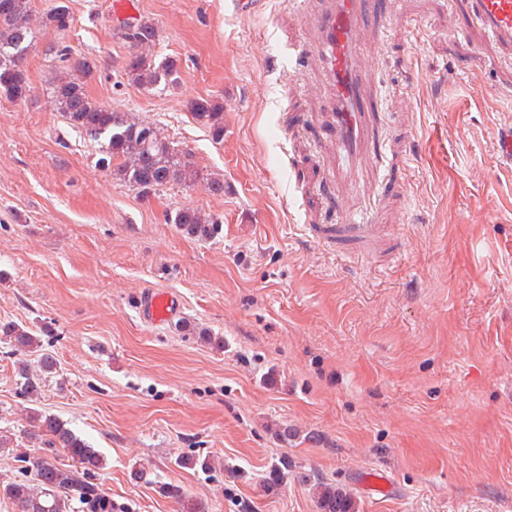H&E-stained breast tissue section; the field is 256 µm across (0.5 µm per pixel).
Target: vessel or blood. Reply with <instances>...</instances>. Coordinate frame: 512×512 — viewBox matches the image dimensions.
Listing matches in <instances>:
<instances>
[{
    "label": "vessel or blood",
    "instance_id": "vessel-or-blood-1",
    "mask_svg": "<svg viewBox=\"0 0 512 512\" xmlns=\"http://www.w3.org/2000/svg\"><path fill=\"white\" fill-rule=\"evenodd\" d=\"M471 20L495 46L501 59L512 61V0H460ZM379 0H322L312 23L317 34L314 45L293 42L290 69L301 70L308 55H316L321 73L320 92L326 103L328 122L325 150L356 160L378 137L376 114L363 83L367 65L364 45L380 16ZM336 239L348 245L376 246L382 239L375 224H363L346 213L335 227ZM179 309L176 298L166 291L147 292L140 311L153 323L173 318Z\"/></svg>",
    "mask_w": 512,
    "mask_h": 512
}]
</instances>
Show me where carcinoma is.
<instances>
[{
    "instance_id": "cac0c4a2",
    "label": "carcinoma",
    "mask_w": 512,
    "mask_h": 512,
    "mask_svg": "<svg viewBox=\"0 0 512 512\" xmlns=\"http://www.w3.org/2000/svg\"><path fill=\"white\" fill-rule=\"evenodd\" d=\"M73 25V15L63 0L42 19V26L57 34L67 32ZM123 29L125 40L135 49L150 46L159 37L157 26L148 20H128ZM36 46L28 0H0L1 96L15 102H24L30 96L33 87L25 60ZM45 52L59 62L51 83L56 105L73 129L99 144V166L145 194L169 185L189 186L199 179L191 150L174 146L149 123L89 101L85 80L93 73V61L64 42L48 46ZM177 68L174 58L157 63L139 51L130 54L122 65L128 80L148 88L168 80ZM191 114L210 130L214 140L224 139L222 103L213 99L195 101ZM173 223L192 238L210 240L220 233L222 220L184 207L175 212ZM0 341L15 352L40 347L33 330L15 322L0 323ZM55 370V359L49 354L41 355L35 367L20 362L14 367L15 390L32 398L38 395L43 377ZM23 433L41 440L46 452L33 458L20 457L22 478L0 486V495L10 500L13 512H114L112 496L96 482L102 460L84 439L58 417L39 410L28 417ZM59 448L66 453L68 462L58 461ZM286 475L285 457L271 465L267 490L278 488ZM317 506L319 512H355L350 494L324 483L319 484Z\"/></svg>"
}]
</instances>
